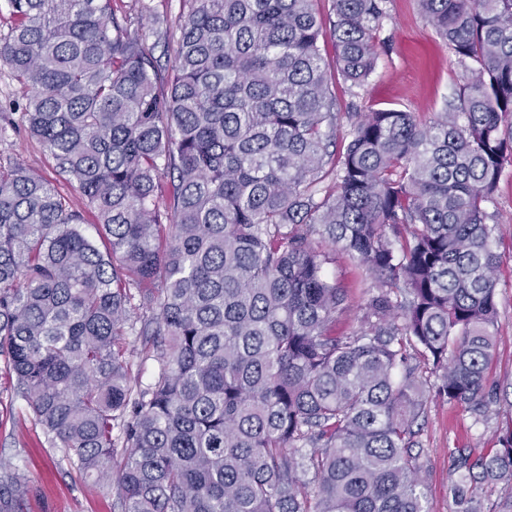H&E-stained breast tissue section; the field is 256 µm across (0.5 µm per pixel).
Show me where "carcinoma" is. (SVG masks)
I'll return each mask as SVG.
<instances>
[{"mask_svg":"<svg viewBox=\"0 0 512 512\" xmlns=\"http://www.w3.org/2000/svg\"><path fill=\"white\" fill-rule=\"evenodd\" d=\"M0 63L25 119L94 214L21 166L0 169V368L44 443L118 512H429L418 422L429 395L486 413L498 225L512 164V0H417L464 68L428 120L340 117L321 52L362 87L385 0H191L172 69L115 0H5ZM376 292L348 294L325 247ZM139 304H134V300ZM144 337L154 382L131 377ZM512 490V430L454 457ZM27 481L0 465V512ZM336 259L327 264V269L348 291L350 309L336 318V335L352 332L358 326L362 308L375 288L365 270L347 254L336 251ZM142 337L129 336L127 339V354L132 364L133 376L142 386L150 384L155 376L156 363L143 357L140 353Z\"/></svg>","mask_w":512,"mask_h":512,"instance_id":"carcinoma-1","label":"carcinoma"}]
</instances>
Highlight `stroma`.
<instances>
[{"label": "stroma", "instance_id": "1", "mask_svg": "<svg viewBox=\"0 0 512 512\" xmlns=\"http://www.w3.org/2000/svg\"><path fill=\"white\" fill-rule=\"evenodd\" d=\"M378 32V58L364 88L333 80L332 94L340 114L373 106L397 107L421 116L443 111L463 82L446 41L421 13L417 0H385ZM25 99L8 67L0 66V114L8 133L0 139V166L20 165L45 180L60 184L47 148L27 129ZM499 222L498 250L503 257L497 288L498 330L492 361L489 412L479 419L465 406L438 398L428 403L418 435L426 464L430 512H456L450 487L457 478L452 453L458 448L478 452L493 447L512 428V166L506 167L493 207ZM327 269L348 291L350 309L336 319L337 334L352 332L372 293L365 270L346 254H337ZM23 464L29 488L21 512H114L117 488H94L43 447L41 433L13 381L0 373V463Z\"/></svg>", "mask_w": 512, "mask_h": 512}]
</instances>
